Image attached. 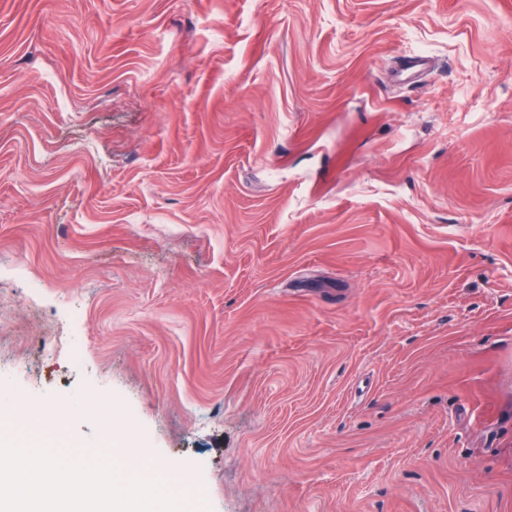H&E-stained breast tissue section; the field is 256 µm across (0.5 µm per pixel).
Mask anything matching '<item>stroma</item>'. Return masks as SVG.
I'll return each mask as SVG.
<instances>
[{"label": "stroma", "mask_w": 512, "mask_h": 512, "mask_svg": "<svg viewBox=\"0 0 512 512\" xmlns=\"http://www.w3.org/2000/svg\"><path fill=\"white\" fill-rule=\"evenodd\" d=\"M0 385L189 512H512V0H0Z\"/></svg>", "instance_id": "obj_1"}]
</instances>
